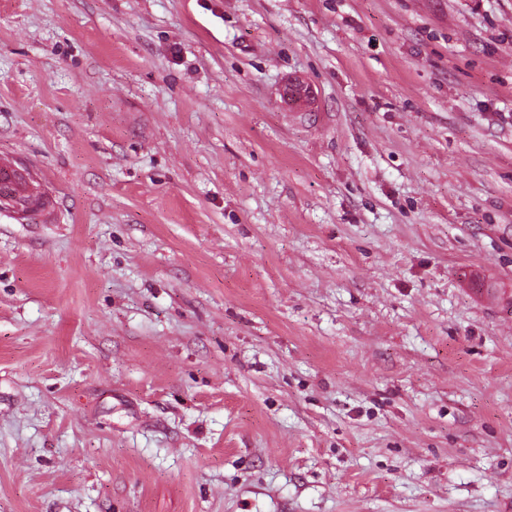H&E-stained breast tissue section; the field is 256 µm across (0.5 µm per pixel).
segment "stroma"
Instances as JSON below:
<instances>
[{
    "instance_id": "35a3bbf8",
    "label": "stroma",
    "mask_w": 512,
    "mask_h": 512,
    "mask_svg": "<svg viewBox=\"0 0 512 512\" xmlns=\"http://www.w3.org/2000/svg\"><path fill=\"white\" fill-rule=\"evenodd\" d=\"M0 512H512V0H0Z\"/></svg>"
}]
</instances>
